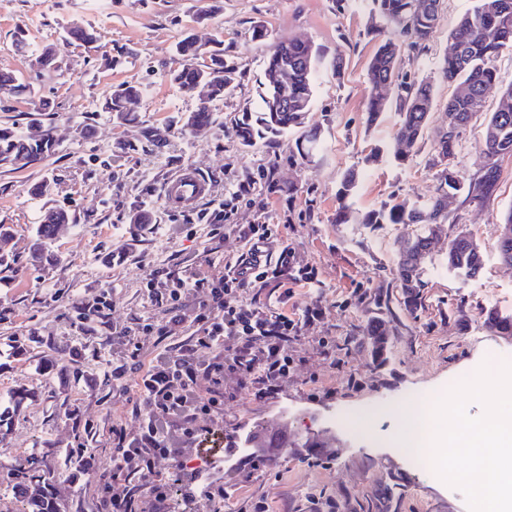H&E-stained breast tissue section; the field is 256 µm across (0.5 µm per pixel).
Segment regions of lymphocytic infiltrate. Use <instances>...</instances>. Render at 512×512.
Wrapping results in <instances>:
<instances>
[{
	"mask_svg": "<svg viewBox=\"0 0 512 512\" xmlns=\"http://www.w3.org/2000/svg\"><path fill=\"white\" fill-rule=\"evenodd\" d=\"M225 233L237 235L246 251L228 265L220 280L175 269L166 281L165 297L168 328L193 319L194 336L172 351L142 362L138 351H131L132 368H118L117 377L134 374L138 413L143 423L138 434L112 430V456L119 467H127L143 478L153 512H167V493L163 486L149 481L151 464L157 458L172 457L175 448L191 441L198 422L213 416L224 404V376L236 374L242 384H254L259 396L278 390L287 378L292 361L288 342L312 325L323 313L321 304L306 308L300 318L287 312H269L249 289L269 284L285 288L312 283L315 273L299 265L291 249L272 224H228ZM272 249V256L258 262L253 258L258 247ZM204 292L203 300L186 315L188 294Z\"/></svg>",
	"mask_w": 512,
	"mask_h": 512,
	"instance_id": "1",
	"label": "lymphocytic infiltrate"
}]
</instances>
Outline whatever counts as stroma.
Returning a JSON list of instances; mask_svg holds the SVG:
<instances>
[{"label":"stroma","mask_w":512,"mask_h":512,"mask_svg":"<svg viewBox=\"0 0 512 512\" xmlns=\"http://www.w3.org/2000/svg\"><path fill=\"white\" fill-rule=\"evenodd\" d=\"M471 0H443L436 32L423 51L404 50L400 73L407 80L430 82L436 105L430 128L441 124L442 104L454 88L443 82L438 63L449 48L448 35ZM207 12L197 20L198 12ZM93 26L97 43L81 46L67 33L72 23ZM267 35L256 40L253 25ZM384 23L370 0H0V70L29 84L28 96L0 95V128L19 127L37 136L52 131L54 152L14 170L0 167V224L13 236L0 243L12 255L0 266V396L29 390L31 397L10 421L0 425V512H22L14 493L18 472L39 460L66 512H97L100 474L116 473L114 488L126 493L139 475L115 472L112 428L140 430L136 395L125 390L113 368L131 349L142 361L172 350L195 331L185 323L170 336L162 330L168 316L146 288L149 270L184 268L218 280L226 262L245 248L236 235L209 239L206 220L227 204L233 224H280L300 264L315 268L313 283L297 286L288 299L280 289L253 288L249 294L272 310L303 314L321 302L324 314L288 343L293 364L277 395L260 398L241 388L237 375L224 377V409L203 419L201 431L183 452L184 459L210 457L217 468L196 478L173 460L153 462L156 479L169 492V512H198L211 487L224 489L211 502L214 512H249L265 501L269 512H316L312 499L335 501L338 512H469L465 494L421 468L413 452L394 447L393 436L405 425L401 408L442 391L469 367L512 362V335L487 330L483 310L512 315V266L499 257L500 225L512 208V157L500 162V178L485 204L448 202L443 226L421 261L423 299L406 310L396 271L403 243L418 231L414 224H364L363 214L390 201L417 205L429 198L436 181L426 152L408 161L393 156L395 109L369 122L368 63L376 33ZM29 42L51 48L53 69L35 67L15 49L17 30ZM224 40V60L233 73L220 105L221 124L190 133L178 127L181 114L194 111L196 99L182 95L166 78L175 67V44L192 37L208 47ZM302 38L319 47L310 112L303 127L271 143L239 148L232 127L246 108H257L265 81V60L282 41ZM120 57L108 67L105 55ZM344 69L335 72V58ZM498 86L485 96L483 115L462 135L453 164L462 177L479 173L485 115L499 102L501 86L512 83V51L496 62ZM142 83L146 92L132 105L139 121L115 126L100 104L113 85ZM50 110H42V103ZM151 127L162 146L141 136ZM319 128L321 149L311 158L298 152L306 130ZM135 145L125 154L119 143ZM192 169L206 182L207 193L194 207L169 205L163 194L173 173ZM358 175L356 192L340 201L337 192L347 171ZM254 187L245 198L243 182ZM49 183L45 195L34 186ZM294 194H287V186ZM352 218L336 221L340 205ZM144 209L147 224L129 216ZM49 210L72 218L51 250L53 262L28 261L35 224ZM470 232L480 246L484 268L466 280L448 270V238ZM103 301L102 321L74 325L81 304ZM387 329L382 358H375L370 330ZM126 344L113 345L115 335ZM57 339L66 347L55 369L43 368L41 348L23 358L10 354L12 340ZM374 413L369 430H353L352 415ZM287 430L291 445L276 462L267 449H254L261 465L241 475L243 441L271 426ZM322 444V452L309 442ZM88 449L94 469L76 472L63 464L65 453Z\"/></svg>","instance_id":"obj_1"}]
</instances>
